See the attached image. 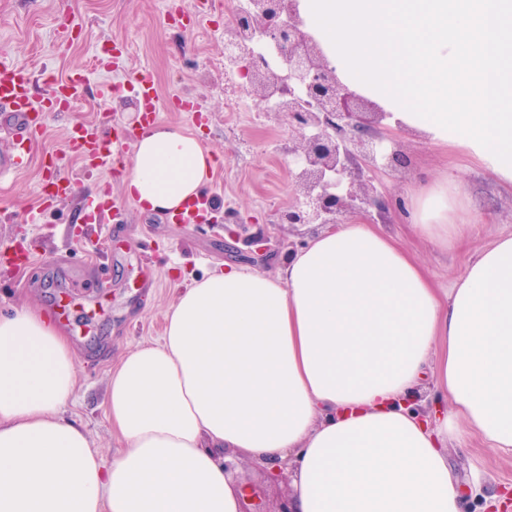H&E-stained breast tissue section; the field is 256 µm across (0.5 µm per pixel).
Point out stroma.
I'll use <instances>...</instances> for the list:
<instances>
[{
    "label": "stroma",
    "mask_w": 512,
    "mask_h": 512,
    "mask_svg": "<svg viewBox=\"0 0 512 512\" xmlns=\"http://www.w3.org/2000/svg\"><path fill=\"white\" fill-rule=\"evenodd\" d=\"M183 10V0H0V53L35 73L49 71L54 79L80 70L90 82L69 115L43 117L30 166L0 182V211L12 216L0 222V248L24 244L34 265L30 272L0 268V316L31 303L50 313L57 300L69 301L70 316L62 326L76 352L77 385L63 414L85 427L107 464L123 446L106 415L108 376L128 351L159 339L179 292L227 264L276 273L289 253L321 230L317 224L278 221L294 200L293 142L285 122L263 112L247 93L245 78L224 72L231 0H218L216 10L194 27L183 21ZM67 22L77 25L78 36L60 51L56 31ZM131 69L147 72L161 98L181 95L197 106L198 119L164 109L159 120L195 134L214 155L215 169L202 189L214 223L181 224L139 211L123 184L131 150L121 152L116 170L89 168L68 149L73 123L137 126L139 102L120 88ZM228 92L240 96L242 111H225ZM386 137L399 144L410 166L395 177L379 174L378 192L411 205L419 189L432 183L451 177L466 186L453 218L480 225L481 233L461 247L430 246L394 209L363 218L398 240L434 286L449 292L476 251L512 234V188L491 179L463 151H444L419 131L392 127ZM58 173L71 177L75 188L66 198L44 202L41 184ZM102 184L120 209L105 213L98 224L76 222L84 197ZM229 208L240 223H223ZM35 210L40 220L33 223L28 216ZM257 237L266 240L264 253L256 251ZM448 454L459 469L477 464L489 493L512 485V456L490 451L478 437H464Z\"/></svg>",
    "instance_id": "stroma-1"
}]
</instances>
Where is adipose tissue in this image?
<instances>
[{
    "instance_id": "obj_1",
    "label": "adipose tissue",
    "mask_w": 512,
    "mask_h": 512,
    "mask_svg": "<svg viewBox=\"0 0 512 512\" xmlns=\"http://www.w3.org/2000/svg\"><path fill=\"white\" fill-rule=\"evenodd\" d=\"M339 80L393 125L466 151L512 187V0H300ZM215 159L157 124L134 144L126 194L173 214ZM459 182L410 213L448 247ZM159 343L111 371L107 416L124 446L104 464L62 415L77 362L37 306L0 317V512H239L224 452L291 474L290 512H463L447 444L472 434L512 455V235L472 257L449 293L364 223L323 230L277 275L228 265L186 288ZM448 401L422 417V380Z\"/></svg>"
}]
</instances>
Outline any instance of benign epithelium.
<instances>
[{
    "label": "benign epithelium",
    "mask_w": 512,
    "mask_h": 512,
    "mask_svg": "<svg viewBox=\"0 0 512 512\" xmlns=\"http://www.w3.org/2000/svg\"><path fill=\"white\" fill-rule=\"evenodd\" d=\"M300 0H247L224 29V73L248 79L247 91L274 103L296 138L297 201L279 215L281 224L333 226L352 215L383 212L372 185L377 172L400 173L407 159L377 132L389 113L362 111V96L336 76L335 68L306 30ZM264 480L240 484V512H288L283 499L264 508V485L284 468L258 467Z\"/></svg>",
    "instance_id": "obj_1"
}]
</instances>
